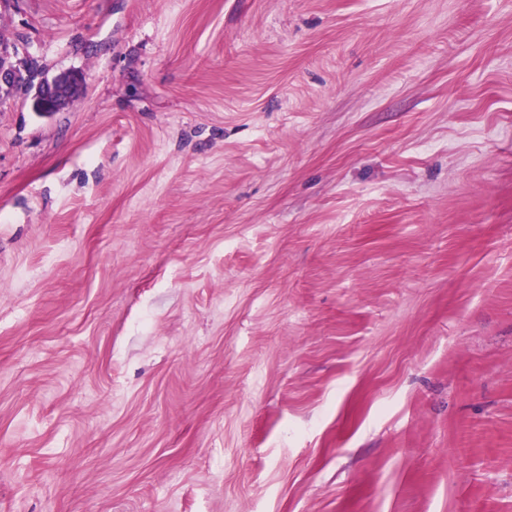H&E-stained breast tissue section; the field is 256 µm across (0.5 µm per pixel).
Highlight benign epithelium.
Instances as JSON below:
<instances>
[{
	"mask_svg": "<svg viewBox=\"0 0 512 512\" xmlns=\"http://www.w3.org/2000/svg\"><path fill=\"white\" fill-rule=\"evenodd\" d=\"M85 76L80 71H61L51 77L34 79L31 67L17 59L9 45L0 39V96L21 88L32 91L33 108L41 114H53L69 108L84 89Z\"/></svg>",
	"mask_w": 512,
	"mask_h": 512,
	"instance_id": "7a95c632",
	"label": "benign epithelium"
}]
</instances>
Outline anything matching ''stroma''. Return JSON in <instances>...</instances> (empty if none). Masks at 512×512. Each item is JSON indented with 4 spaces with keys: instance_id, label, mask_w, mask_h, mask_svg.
<instances>
[{
    "instance_id": "stroma-1",
    "label": "stroma",
    "mask_w": 512,
    "mask_h": 512,
    "mask_svg": "<svg viewBox=\"0 0 512 512\" xmlns=\"http://www.w3.org/2000/svg\"><path fill=\"white\" fill-rule=\"evenodd\" d=\"M0 38V512H512V0ZM85 76L80 71H61L35 82L31 67L17 59L9 45L0 39V96H8L18 88L31 90L33 108L41 114H53L69 108L84 89Z\"/></svg>"
}]
</instances>
